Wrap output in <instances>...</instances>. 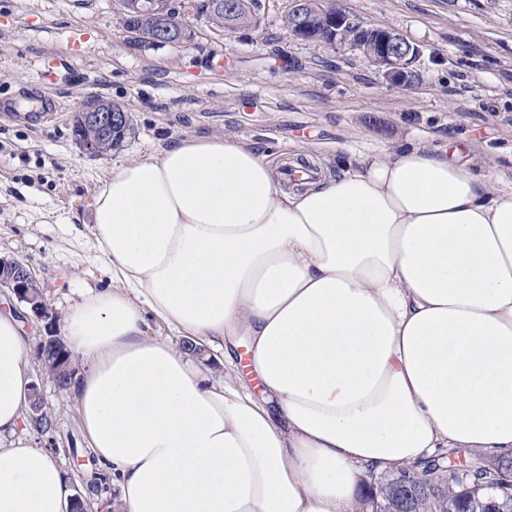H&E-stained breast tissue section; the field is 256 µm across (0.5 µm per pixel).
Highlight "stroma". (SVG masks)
Returning a JSON list of instances; mask_svg holds the SVG:
<instances>
[{
  "label": "stroma",
  "instance_id": "obj_1",
  "mask_svg": "<svg viewBox=\"0 0 512 512\" xmlns=\"http://www.w3.org/2000/svg\"><path fill=\"white\" fill-rule=\"evenodd\" d=\"M192 23L185 44L140 46L124 30L116 0H0V256L25 261L39 280L44 313L0 292V310L23 321L51 428L27 425L31 447L55 456L93 512H113L111 474L98 468L73 399L40 375V342L63 336V315L84 289L110 283L87 228L93 198L112 165L189 136L228 134L273 159L307 148L393 150L424 136L455 135L469 145L474 172L495 179L512 164V0H327L417 43L418 83L389 85L357 52L288 31V0H259L260 27L217 33L180 0ZM89 36L83 54L63 56L70 31ZM60 53L45 90L55 114L37 113L28 85L42 53ZM120 104L132 131L106 155L75 137L89 96Z\"/></svg>",
  "mask_w": 512,
  "mask_h": 512
}]
</instances>
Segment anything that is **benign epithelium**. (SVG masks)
Masks as SVG:
<instances>
[{
    "label": "benign epithelium",
    "instance_id": "benign-epithelium-1",
    "mask_svg": "<svg viewBox=\"0 0 512 512\" xmlns=\"http://www.w3.org/2000/svg\"><path fill=\"white\" fill-rule=\"evenodd\" d=\"M318 5V0H291L288 8V28L300 39H307L309 10ZM329 14L332 30L327 45L333 48L347 47L359 52L375 66L391 85L410 88L419 79L412 64L420 56V47L401 33L377 27L339 7L324 9ZM166 24L160 28L159 36L168 38L173 28L183 32L189 30L184 16L169 12ZM81 122L90 136L81 139L83 148L90 154H99L97 137H103L126 126L129 115L122 106L112 102L94 103L81 109ZM6 289L18 301L31 306L36 313L45 311V301L39 282L29 265L18 259L0 257V290ZM69 361L64 357L54 358L42 364L43 372L56 380L68 371Z\"/></svg>",
    "mask_w": 512,
    "mask_h": 512
}]
</instances>
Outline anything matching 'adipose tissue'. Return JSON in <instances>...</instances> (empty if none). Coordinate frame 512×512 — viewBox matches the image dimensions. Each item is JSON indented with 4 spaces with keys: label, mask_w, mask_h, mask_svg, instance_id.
Masks as SVG:
<instances>
[{
    "label": "adipose tissue",
    "mask_w": 512,
    "mask_h": 512,
    "mask_svg": "<svg viewBox=\"0 0 512 512\" xmlns=\"http://www.w3.org/2000/svg\"><path fill=\"white\" fill-rule=\"evenodd\" d=\"M462 151L353 150L298 188L225 135L112 167L90 225L112 285L64 330L115 512H357L369 483L442 449L512 457V180ZM241 344L247 371L195 362ZM29 385L0 311V512H63L60 465L20 433Z\"/></svg>",
    "instance_id": "obj_1"
}]
</instances>
